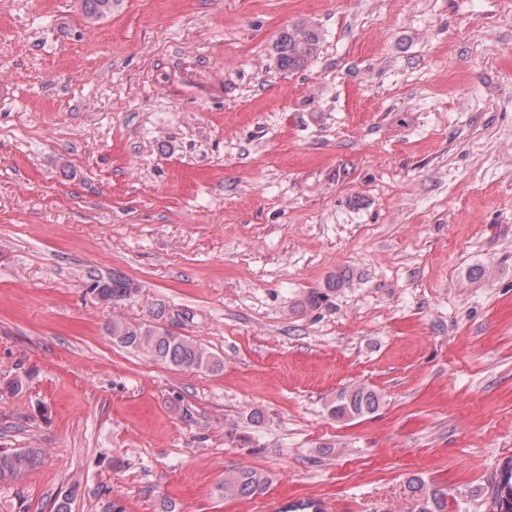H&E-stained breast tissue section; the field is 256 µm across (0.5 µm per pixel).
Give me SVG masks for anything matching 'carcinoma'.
I'll return each mask as SVG.
<instances>
[{"mask_svg": "<svg viewBox=\"0 0 512 512\" xmlns=\"http://www.w3.org/2000/svg\"><path fill=\"white\" fill-rule=\"evenodd\" d=\"M116 0H81L84 21L95 26L112 16ZM320 34L305 25H293L283 31L276 42L277 66L284 72L299 70L316 53ZM90 291L101 301L117 306L137 293V286L121 273L112 277L95 279ZM167 320L165 304L156 303L148 311L147 318L130 323L114 319L108 327L112 339L123 347L141 351L155 361H160L182 370L217 372L224 367L223 360L194 339L174 333L164 326ZM383 402L381 392L366 387L353 386L340 391L328 404V414L338 420L348 414L364 416L372 414ZM42 461V452L37 448L12 451L0 450V481L18 479L27 471L36 468ZM271 482L263 471L242 466L224 473V496L254 497L263 494ZM409 489L416 497V512H446L448 493L427 485L419 478L409 481ZM82 494L78 480L68 483L56 495L52 512H72ZM512 497V465L507 463L499 469L487 490L489 512H495L496 504L503 495Z\"/></svg>", "mask_w": 512, "mask_h": 512, "instance_id": "obj_1", "label": "carcinoma"}]
</instances>
